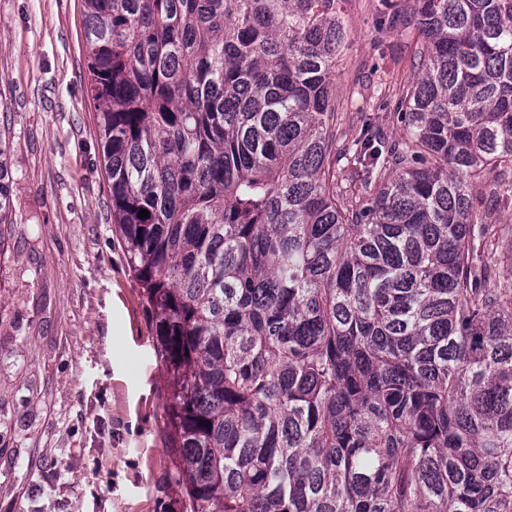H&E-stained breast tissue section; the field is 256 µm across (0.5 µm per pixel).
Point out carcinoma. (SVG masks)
I'll return each mask as SVG.
<instances>
[{"label":"carcinoma","mask_w":512,"mask_h":512,"mask_svg":"<svg viewBox=\"0 0 512 512\" xmlns=\"http://www.w3.org/2000/svg\"><path fill=\"white\" fill-rule=\"evenodd\" d=\"M336 2L83 0L182 512H512V0H417L403 134L346 176ZM12 182L0 138V225Z\"/></svg>","instance_id":"obj_1"}]
</instances>
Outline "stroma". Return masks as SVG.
Wrapping results in <instances>:
<instances>
[{
  "label": "stroma",
  "mask_w": 512,
  "mask_h": 512,
  "mask_svg": "<svg viewBox=\"0 0 512 512\" xmlns=\"http://www.w3.org/2000/svg\"><path fill=\"white\" fill-rule=\"evenodd\" d=\"M339 0L336 139L392 110L421 68L416 0ZM81 0H0V131L14 222L0 255V512H181L170 391L112 222Z\"/></svg>",
  "instance_id": "stroma-1"
}]
</instances>
